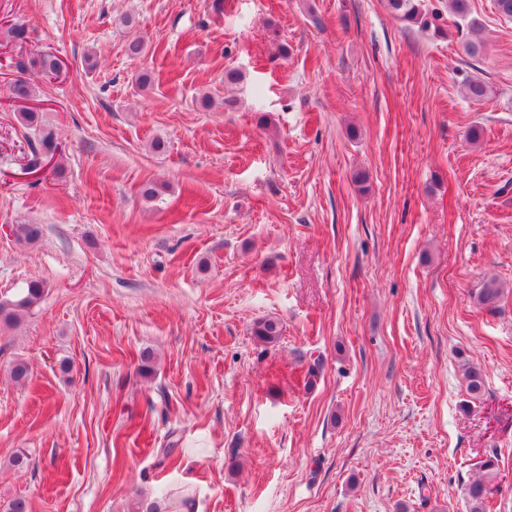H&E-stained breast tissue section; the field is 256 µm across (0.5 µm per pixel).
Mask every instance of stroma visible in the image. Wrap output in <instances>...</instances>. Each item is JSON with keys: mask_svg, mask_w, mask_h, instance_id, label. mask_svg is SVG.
<instances>
[{"mask_svg": "<svg viewBox=\"0 0 512 512\" xmlns=\"http://www.w3.org/2000/svg\"><path fill=\"white\" fill-rule=\"evenodd\" d=\"M223 2L0 0V299L47 287L0 326V504L128 512L188 485V512H471L482 476L512 512V20L470 0L473 59L448 0H425L444 38L386 0ZM43 128L63 156L33 178ZM503 295L504 290L501 288V285L496 279H490L479 289L476 299L480 305L494 311L498 309ZM46 292L44 282L31 280L12 299L0 300V325L13 327L38 305Z\"/></svg>", "mask_w": 512, "mask_h": 512, "instance_id": "35a3bbf8", "label": "stroma"}]
</instances>
